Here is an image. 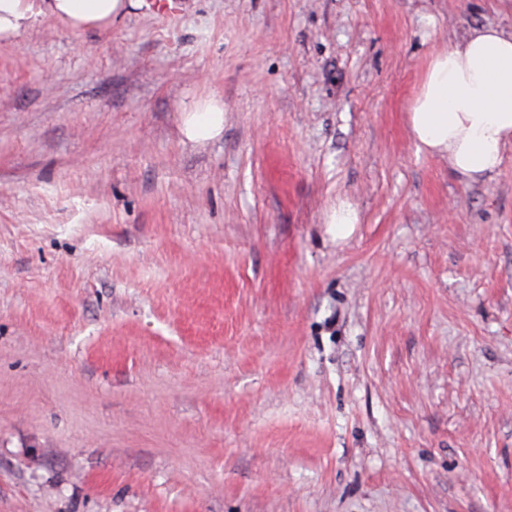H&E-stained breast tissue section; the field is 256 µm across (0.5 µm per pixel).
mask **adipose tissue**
<instances>
[{
	"label": "adipose tissue",
	"mask_w": 512,
	"mask_h": 512,
	"mask_svg": "<svg viewBox=\"0 0 512 512\" xmlns=\"http://www.w3.org/2000/svg\"><path fill=\"white\" fill-rule=\"evenodd\" d=\"M126 0H0V42L48 17L70 30H102ZM418 153L447 158L453 174L476 182L498 171L512 144V28L479 26L430 58L408 110ZM224 107L210 99L189 107L182 133L191 142L219 136Z\"/></svg>",
	"instance_id": "adipose-tissue-1"
}]
</instances>
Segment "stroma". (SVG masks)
<instances>
[{
  "label": "stroma",
  "mask_w": 512,
  "mask_h": 512,
  "mask_svg": "<svg viewBox=\"0 0 512 512\" xmlns=\"http://www.w3.org/2000/svg\"><path fill=\"white\" fill-rule=\"evenodd\" d=\"M481 25L512 0L0 42V512H512V147L468 184L407 124ZM184 112L182 134L188 141L213 139L224 130V106L217 100L196 103ZM326 224H331V229L337 238H346L350 235L354 224H359L360 218L357 210L346 201H338L331 206Z\"/></svg>",
  "instance_id": "1"
}]
</instances>
